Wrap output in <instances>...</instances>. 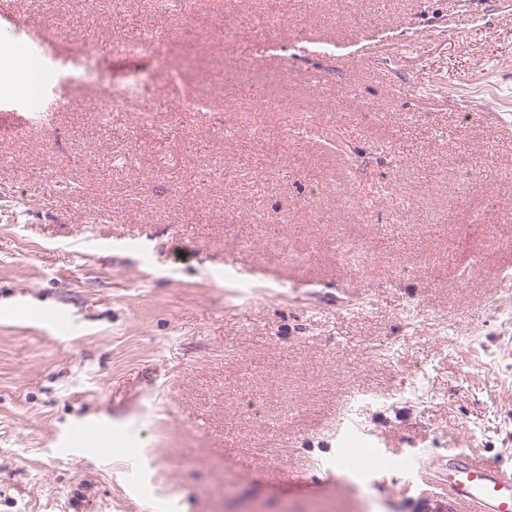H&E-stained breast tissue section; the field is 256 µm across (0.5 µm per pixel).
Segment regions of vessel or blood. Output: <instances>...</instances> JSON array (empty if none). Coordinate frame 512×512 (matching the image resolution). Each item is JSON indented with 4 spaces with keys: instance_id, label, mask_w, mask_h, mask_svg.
Returning <instances> with one entry per match:
<instances>
[{
    "instance_id": "1",
    "label": "vessel or blood",
    "mask_w": 512,
    "mask_h": 512,
    "mask_svg": "<svg viewBox=\"0 0 512 512\" xmlns=\"http://www.w3.org/2000/svg\"><path fill=\"white\" fill-rule=\"evenodd\" d=\"M450 512H512V470L486 465L469 454H449Z\"/></svg>"
}]
</instances>
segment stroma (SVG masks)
<instances>
[{
	"label": "stroma",
	"mask_w": 512,
	"mask_h": 512,
	"mask_svg": "<svg viewBox=\"0 0 512 512\" xmlns=\"http://www.w3.org/2000/svg\"><path fill=\"white\" fill-rule=\"evenodd\" d=\"M291 3L0 0L52 35L39 110L0 90V512H424L449 451L512 469V0Z\"/></svg>",
	"instance_id": "1"
}]
</instances>
